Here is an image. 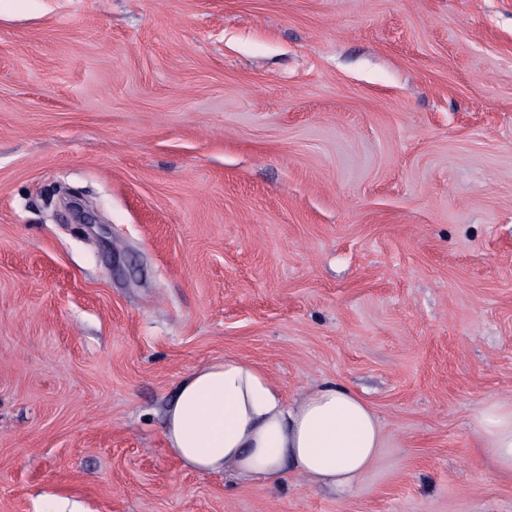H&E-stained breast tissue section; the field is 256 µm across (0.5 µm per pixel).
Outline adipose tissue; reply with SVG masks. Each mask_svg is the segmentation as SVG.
Returning <instances> with one entry per match:
<instances>
[{
	"mask_svg": "<svg viewBox=\"0 0 512 512\" xmlns=\"http://www.w3.org/2000/svg\"><path fill=\"white\" fill-rule=\"evenodd\" d=\"M485 450L512 471V403L477 417ZM166 445L190 469L247 485L293 472L315 486L350 490L374 461L385 428L355 391L318 383L298 401L261 368L227 357L192 371L166 412Z\"/></svg>",
	"mask_w": 512,
	"mask_h": 512,
	"instance_id": "1",
	"label": "adipose tissue"
}]
</instances>
